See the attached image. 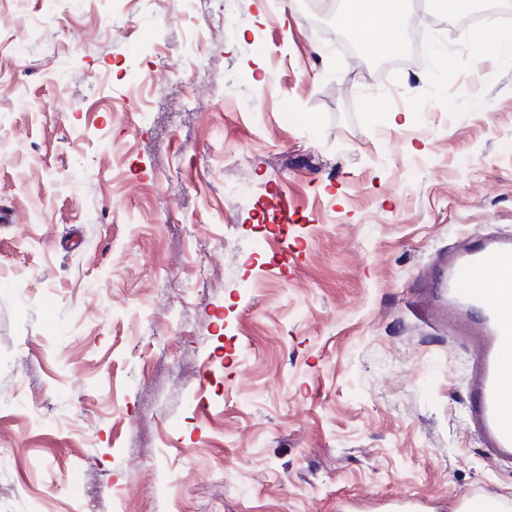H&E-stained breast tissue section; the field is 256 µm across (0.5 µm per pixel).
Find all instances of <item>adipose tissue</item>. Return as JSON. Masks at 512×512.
Masks as SVG:
<instances>
[{
    "mask_svg": "<svg viewBox=\"0 0 512 512\" xmlns=\"http://www.w3.org/2000/svg\"><path fill=\"white\" fill-rule=\"evenodd\" d=\"M337 21L359 35L366 53L392 52L408 36L407 0H345Z\"/></svg>",
    "mask_w": 512,
    "mask_h": 512,
    "instance_id": "adipose-tissue-1",
    "label": "adipose tissue"
}]
</instances>
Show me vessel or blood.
I'll return each instance as SVG.
<instances>
[{"mask_svg":"<svg viewBox=\"0 0 512 512\" xmlns=\"http://www.w3.org/2000/svg\"><path fill=\"white\" fill-rule=\"evenodd\" d=\"M434 317L473 355L470 433L512 459V235L464 239L436 255L426 283Z\"/></svg>","mask_w":512,"mask_h":512,"instance_id":"b4317fda","label":"vessel or blood"}]
</instances>
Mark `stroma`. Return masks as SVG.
I'll use <instances>...</instances> for the list:
<instances>
[{"instance_id": "35a3bbf8", "label": "stroma", "mask_w": 512, "mask_h": 512, "mask_svg": "<svg viewBox=\"0 0 512 512\" xmlns=\"http://www.w3.org/2000/svg\"><path fill=\"white\" fill-rule=\"evenodd\" d=\"M340 5L0 0V512L512 497L415 305L437 247L512 233V57L431 13L394 67Z\"/></svg>"}]
</instances>
